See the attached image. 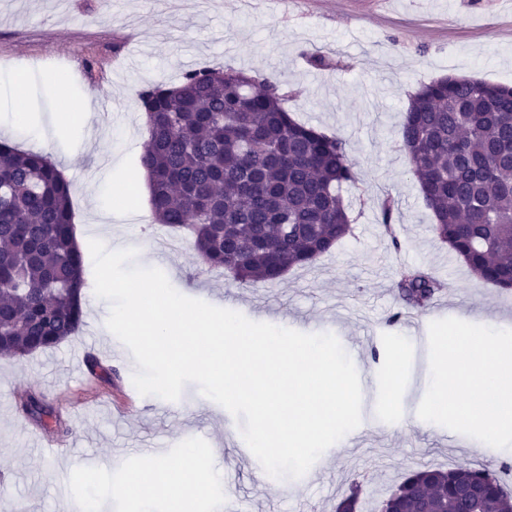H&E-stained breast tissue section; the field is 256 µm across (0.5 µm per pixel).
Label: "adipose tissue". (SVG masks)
Returning a JSON list of instances; mask_svg holds the SVG:
<instances>
[{"label": "adipose tissue", "mask_w": 512, "mask_h": 512, "mask_svg": "<svg viewBox=\"0 0 512 512\" xmlns=\"http://www.w3.org/2000/svg\"><path fill=\"white\" fill-rule=\"evenodd\" d=\"M433 382L422 419L465 418L488 435L512 436V341L485 332L464 330L441 342L432 360ZM499 399L492 411L480 409L485 395ZM154 492L164 494L172 512L194 499L202 484L221 479L223 469L214 457L200 458L185 449L175 463L156 462L150 467Z\"/></svg>", "instance_id": "obj_1"}]
</instances>
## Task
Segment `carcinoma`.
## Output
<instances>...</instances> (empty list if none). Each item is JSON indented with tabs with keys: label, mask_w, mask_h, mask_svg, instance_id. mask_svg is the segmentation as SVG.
I'll list each match as a JSON object with an SVG mask.
<instances>
[{
	"label": "carcinoma",
	"mask_w": 512,
	"mask_h": 512,
	"mask_svg": "<svg viewBox=\"0 0 512 512\" xmlns=\"http://www.w3.org/2000/svg\"><path fill=\"white\" fill-rule=\"evenodd\" d=\"M231 68H200L178 85L140 94L156 221L186 228L203 263L251 285L307 267L348 236L342 190L355 181L345 143L295 121L288 93ZM432 229L481 280L512 288V85L448 76L412 97L399 131ZM84 256L71 184L50 157L0 140V356L22 358L75 336L84 324ZM444 287L405 268L406 308ZM22 411L54 417L38 398ZM512 512V495L486 469L409 471L380 501L383 512ZM349 487L336 512H358Z\"/></svg>",
	"instance_id": "1"
}]
</instances>
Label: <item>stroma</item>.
<instances>
[{
	"label": "stroma",
	"mask_w": 512,
	"mask_h": 512,
	"mask_svg": "<svg viewBox=\"0 0 512 512\" xmlns=\"http://www.w3.org/2000/svg\"><path fill=\"white\" fill-rule=\"evenodd\" d=\"M323 65H313L314 57ZM230 67L278 80L298 122L341 137L356 181L343 190L353 232L313 265L253 286L204 272L185 231L152 222L113 220L92 229L89 195L102 161L119 156L115 179L139 174L146 133L139 95L158 83L177 84L188 71ZM24 72L27 105L40 140L15 133L6 85L0 84V136L48 154L72 184L74 224L84 239L112 232L120 248L136 249L144 266L157 241L158 264L181 294L212 302L255 322L277 321L303 333H331L372 384L373 412L351 431L346 447H329L301 478L275 479L244 452L239 423L186 384L176 401L140 395L127 347L107 328L108 301L94 293L85 269V324L56 348L16 360L0 358V471L16 478L0 486V504L21 512H63V497L97 502L100 512H169L165 496L133 500L125 486L145 468L150 449L217 455L224 478L203 491L195 512H336L359 483L365 512L410 470L486 468L512 464V448L452 419L427 425L408 415L432 382L431 358H415L407 342L425 327L431 342L458 330L512 337V290L488 284L456 261L431 229L419 185L401 149L399 130L412 91L448 76L512 84V9L503 0H0V76ZM68 84L66 97L46 85V73ZM87 100L90 132L82 152L58 135L72 101ZM393 200L390 226L381 206ZM429 271L445 284L425 309L398 314L394 284L401 267ZM111 380L86 367L89 344ZM404 364L403 395L385 399L394 357ZM43 396L58 426L42 429L21 409L23 396ZM68 443L66 458L43 454L35 434ZM103 459L87 485L89 458Z\"/></svg>",
	"instance_id": "35a3bbf8"
}]
</instances>
